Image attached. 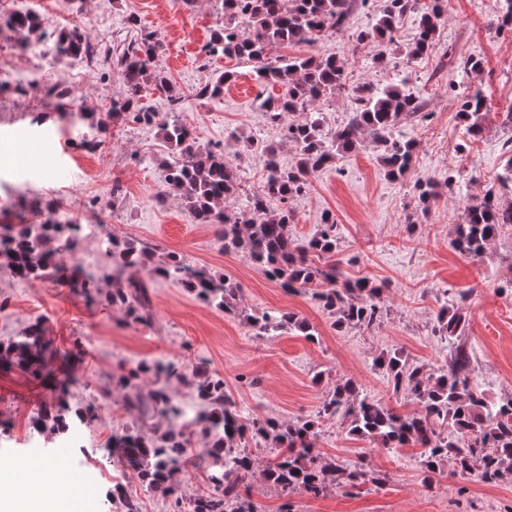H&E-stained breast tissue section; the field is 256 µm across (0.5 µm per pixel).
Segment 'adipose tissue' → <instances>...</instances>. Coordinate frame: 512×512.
<instances>
[{
	"label": "adipose tissue",
	"instance_id": "ef3b65f1",
	"mask_svg": "<svg viewBox=\"0 0 512 512\" xmlns=\"http://www.w3.org/2000/svg\"><path fill=\"white\" fill-rule=\"evenodd\" d=\"M72 496L71 478L55 464L22 475L10 467L0 469V505L16 504L19 512H55Z\"/></svg>",
	"mask_w": 512,
	"mask_h": 512
}]
</instances>
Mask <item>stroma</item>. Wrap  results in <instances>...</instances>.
Segmentation results:
<instances>
[{
    "label": "stroma",
    "mask_w": 512,
    "mask_h": 512,
    "mask_svg": "<svg viewBox=\"0 0 512 512\" xmlns=\"http://www.w3.org/2000/svg\"><path fill=\"white\" fill-rule=\"evenodd\" d=\"M48 26L33 49L51 62L48 85L60 84L73 98L50 99L45 94L0 92V139L12 137L16 156L0 162V225L26 224L45 203H61L81 223H95L98 239L83 242L80 253L63 256L64 266L94 257L96 266L111 265L102 247L108 238L131 240L154 250L155 260L174 253L185 263L207 268L237 283L240 296L234 312L199 302L183 284L160 277L150 288L151 323L135 321L100 298H87L63 280L18 281L0 267V340L41 323L48 340L43 377L20 369H0V463L36 454L69 468L83 454L114 461L107 444L112 434L133 426L136 413L124 407L125 393L104 396L109 377L120 367L162 360L178 367L204 364L224 379L245 417L280 422L314 414L338 379H353L368 396L404 410L415 405L394 391L387 377L373 366L375 356L401 349L418 363L437 367L449 355L447 341L432 332L440 307L450 295L465 292V342L473 356L472 379L487 398L512 397V226L476 257L454 250L451 242L467 202L497 190L507 155L503 143L512 128L503 117L512 111V33L499 30L496 0H445V21L432 50L407 61L400 47L413 41L419 15L407 13L398 24L396 42L387 47V70L371 68L378 44L361 43L358 31L374 22L369 6L351 8L334 37L317 47L273 45L271 58L332 54L345 64L348 90L319 102L325 129L345 124L352 110L354 86L388 82L392 76L409 81L417 92L426 119L401 118L396 131L416 144L415 163L405 177L388 179L377 160L373 142L354 153L337 156L309 180L305 193L289 200L290 232L304 241L317 231L324 213L337 224L336 260L346 277L371 278L382 284L388 317L371 330L336 331L327 311L310 291H283L242 255L225 254L214 225L201 224L177 193L164 205L148 206L162 185V166L172 155L159 126L129 120L106 124L103 144L94 152L80 146L82 127L67 116L71 104L105 115L112 100L127 87L109 61L85 67L82 61L56 53L61 32L70 19L93 16L89 36L101 40V53L115 54L141 34L152 33L164 49L157 60L181 95L171 110L165 96L146 93L143 105L157 112L160 123L189 126L197 141L223 148L237 165L239 190L233 204L242 211L248 196L264 180L249 143L262 139L278 144L283 167L293 166L296 151L281 143L260 103L281 95V86L258 81L250 63L208 56L209 41L219 9L216 0H41ZM477 57L482 67L468 79L464 63ZM235 80L224 85L221 98L198 91L222 72ZM481 86L487 115L479 136L465 138L459 117L470 82ZM61 140L64 151L32 159L27 146L36 134ZM467 142L466 152L457 145ZM433 180L438 198L429 210L418 208L412 187ZM120 196H113V186ZM290 311L314 326L316 340L293 332L257 336L244 317L262 311ZM71 383V405L94 408L83 447L55 439L48 443L33 435L32 411L58 396L56 382ZM319 448L338 462L356 461L368 453L373 465L389 476L384 488L365 484L353 488L329 485L314 497L302 492L287 496L269 487L261 475L251 480L258 512H512V482L488 485L476 475L459 477L452 462H443L431 484H424L417 449L368 448L349 436L336 420L321 424Z\"/></svg>",
    "instance_id": "stroma-1"
}]
</instances>
